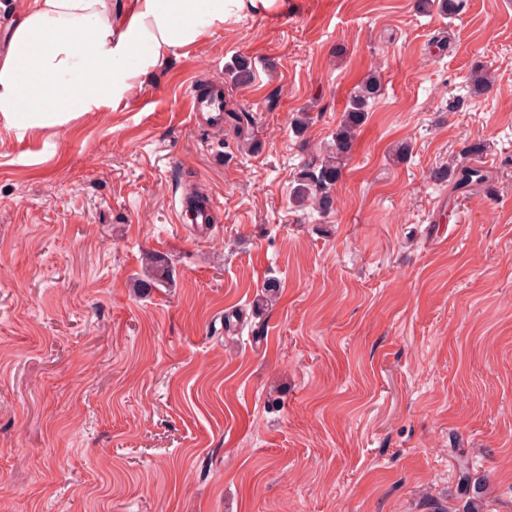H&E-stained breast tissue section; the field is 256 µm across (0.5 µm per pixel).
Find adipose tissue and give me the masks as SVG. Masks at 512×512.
<instances>
[{
    "label": "adipose tissue",
    "instance_id": "obj_1",
    "mask_svg": "<svg viewBox=\"0 0 512 512\" xmlns=\"http://www.w3.org/2000/svg\"><path fill=\"white\" fill-rule=\"evenodd\" d=\"M285 0H33L0 58V115L18 126L62 124L120 105L140 79L246 14Z\"/></svg>",
    "mask_w": 512,
    "mask_h": 512
}]
</instances>
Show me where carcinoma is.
Instances as JSON below:
<instances>
[{"label":"carcinoma","instance_id":"cac0c4a2","mask_svg":"<svg viewBox=\"0 0 512 512\" xmlns=\"http://www.w3.org/2000/svg\"><path fill=\"white\" fill-rule=\"evenodd\" d=\"M463 0H420L419 6L424 11L434 8L453 16L459 11ZM472 93L480 95L492 85L489 74L483 70H476L471 74ZM381 81L379 76L371 75L358 87L350 97L349 106L345 111L341 125L336 129L332 148L323 157L321 163H308L303 166L297 177L294 189L295 198L300 203H310L318 212H326L333 206L331 189L341 175L346 157L350 151L355 131L365 119V112L369 101L380 92ZM224 120L233 125L236 136L247 139L252 128L253 118L243 109H228L224 112ZM486 150L483 143H475L466 147L462 156L448 166V181L452 183L454 193L467 194L476 187L487 184L493 180V174L471 163V157L481 156ZM145 272L148 280L144 287L158 288L164 286L173 278L171 263L163 257L150 254L145 257ZM279 285L270 281L264 286L262 294L254 301V309L260 312L275 302L278 296ZM434 512H486V505L481 498H472L458 509L450 505H436Z\"/></svg>","mask_w":512,"mask_h":512}]
</instances>
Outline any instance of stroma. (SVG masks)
Instances as JSON below:
<instances>
[{"label":"stroma","instance_id":"35a3bbf8","mask_svg":"<svg viewBox=\"0 0 512 512\" xmlns=\"http://www.w3.org/2000/svg\"><path fill=\"white\" fill-rule=\"evenodd\" d=\"M417 4L286 0L117 108L0 116V512H432L462 505L463 458L512 512V0ZM375 71L332 210L298 205ZM207 78L253 150L192 119ZM474 142L492 190L449 195ZM191 184L216 203L205 237L173 214ZM148 253L168 287L140 288Z\"/></svg>","mask_w":512,"mask_h":512}]
</instances>
